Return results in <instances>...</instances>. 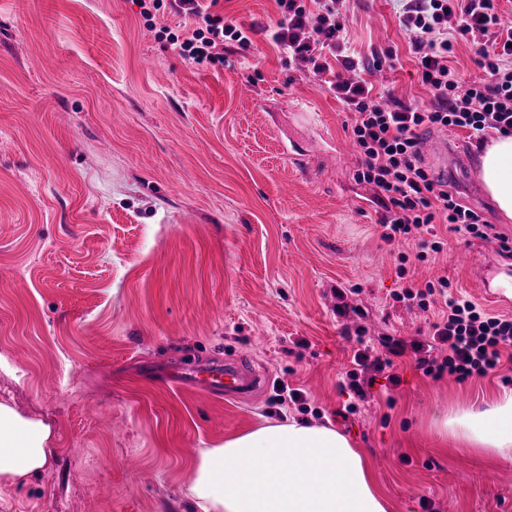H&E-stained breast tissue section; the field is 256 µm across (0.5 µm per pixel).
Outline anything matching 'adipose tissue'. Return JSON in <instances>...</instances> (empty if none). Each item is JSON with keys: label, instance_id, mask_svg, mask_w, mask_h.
Returning a JSON list of instances; mask_svg holds the SVG:
<instances>
[{"label": "adipose tissue", "instance_id": "1", "mask_svg": "<svg viewBox=\"0 0 512 512\" xmlns=\"http://www.w3.org/2000/svg\"><path fill=\"white\" fill-rule=\"evenodd\" d=\"M482 179L505 220H512V136L481 156ZM432 426L457 447L488 459H512V387L437 414ZM49 424L0 403V482L38 475L52 450ZM288 468H281L282 458ZM189 493L199 512H389L368 461L341 431L293 418L268 423L202 449Z\"/></svg>", "mask_w": 512, "mask_h": 512}]
</instances>
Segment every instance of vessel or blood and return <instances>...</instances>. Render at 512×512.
Returning a JSON list of instances; mask_svg holds the SVG:
<instances>
[{
	"instance_id": "1",
	"label": "vessel or blood",
	"mask_w": 512,
	"mask_h": 512,
	"mask_svg": "<svg viewBox=\"0 0 512 512\" xmlns=\"http://www.w3.org/2000/svg\"><path fill=\"white\" fill-rule=\"evenodd\" d=\"M166 381L172 386L227 398L247 396L266 383L265 378L232 359L185 363L180 369L169 372Z\"/></svg>"
}]
</instances>
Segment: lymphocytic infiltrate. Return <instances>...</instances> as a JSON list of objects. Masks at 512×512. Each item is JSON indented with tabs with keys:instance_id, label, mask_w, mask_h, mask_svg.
Returning a JSON list of instances; mask_svg holds the SVG:
<instances>
[{
	"instance_id": "obj_1",
	"label": "lymphocytic infiltrate",
	"mask_w": 512,
	"mask_h": 512,
	"mask_svg": "<svg viewBox=\"0 0 512 512\" xmlns=\"http://www.w3.org/2000/svg\"><path fill=\"white\" fill-rule=\"evenodd\" d=\"M281 14L269 39L289 59H304L314 74L326 71L320 58L324 48L341 49L346 38L343 23L345 0H275ZM496 0H408L400 19L412 32V51L421 81L432 93L429 107L421 108L393 99L382 102L373 87L357 77V63L344 58L349 77H337L330 88L352 114V136L359 150L358 181L375 185L386 205L382 225L386 241L412 240L427 232L436 217H444L456 231L487 239L488 224L475 210L462 205L447 182L433 178L420 155V134L434 128L456 127L470 141L483 145L490 134L512 136V27L503 26ZM140 16L159 41L173 46L186 61L222 66L223 44L241 51L253 46V27L224 20L202 0H138ZM186 10L192 17L189 29L157 25L165 10ZM470 44L483 75L461 81L449 59L458 42ZM447 279L413 284L394 292V301L429 310L431 296L443 304L431 324L429 340L406 341L383 337L381 354H373L364 330H357L354 367L348 371L349 386L362 392V376L386 374L399 384L393 372L394 357L412 350L425 376L438 380L453 376L463 383L483 377L502 364L512 351V316L494 315L477 303L449 295Z\"/></svg>"
}]
</instances>
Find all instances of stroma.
I'll use <instances>...</instances> for the list:
<instances>
[{
    "mask_svg": "<svg viewBox=\"0 0 512 512\" xmlns=\"http://www.w3.org/2000/svg\"><path fill=\"white\" fill-rule=\"evenodd\" d=\"M401 7L348 0L349 53L392 51L368 80L426 106ZM215 9L257 30L217 69L158 42L135 0H0V402L50 424L54 448L38 477L0 483V512H192L199 451L287 414L353 439L390 512H512V461L432 430L434 412L512 387V364L460 384L408 353L399 386L349 388L358 326L376 342L430 332L433 312L392 298L396 257L416 246L382 238L377 189L341 151L350 112L265 37L275 0ZM421 137L447 140L455 163L423 164L512 246V221L474 186L481 148L457 129ZM433 230L442 251L409 276L448 278L449 295L512 316L497 298L512 255ZM192 356L243 361L268 383L238 402L162 381ZM279 381L304 405H279Z\"/></svg>",
    "mask_w": 512,
    "mask_h": 512,
    "instance_id": "1",
    "label": "stroma"
}]
</instances>
